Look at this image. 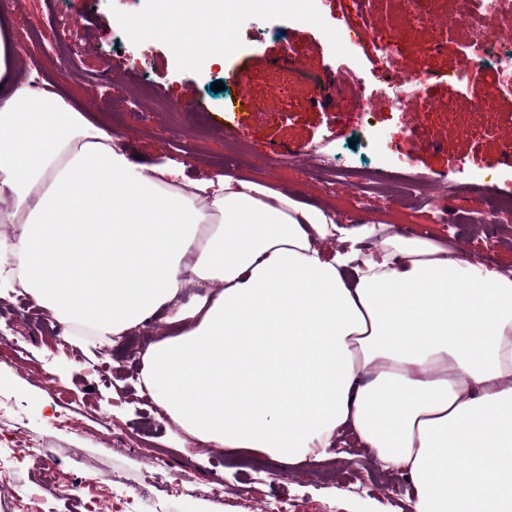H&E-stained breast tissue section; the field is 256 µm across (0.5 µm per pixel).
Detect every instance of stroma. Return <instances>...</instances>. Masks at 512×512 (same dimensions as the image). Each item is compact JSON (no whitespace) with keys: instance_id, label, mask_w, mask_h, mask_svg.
<instances>
[{"instance_id":"35a3bbf8","label":"stroma","mask_w":512,"mask_h":512,"mask_svg":"<svg viewBox=\"0 0 512 512\" xmlns=\"http://www.w3.org/2000/svg\"><path fill=\"white\" fill-rule=\"evenodd\" d=\"M406 0H318L313 23L287 13L249 7L234 28L223 65L186 67L170 41L134 42L126 32L156 8L154 0H80L85 36L63 40L68 21L54 0H11L0 11L16 46L20 75L37 76L77 99L86 113L110 125L118 147L143 164L175 160L189 179L242 174L268 187L288 190L299 201L332 211L339 225H384L388 233L450 247L471 266L512 269V217L498 224H448L438 211L405 208L373 198L360 205L355 194L332 193L317 163L389 170L404 166L417 178L444 181L449 206L471 210L478 199L512 195V166L503 164L488 128L512 124V93L491 108L474 109L470 87L449 84L460 63L461 39L429 22L415 37L422 53L406 51L403 72L424 75L428 97L452 104L416 126L403 125L378 77L375 42L351 43L349 33L384 26L405 14ZM286 30L278 38L276 30ZM299 67L289 66V58ZM374 102L372 130L340 125V97L348 72ZM112 76L111 85L97 82ZM245 82H238V74ZM224 90H213V82ZM245 85L249 110L244 126L230 112L234 89ZM122 92L128 108L112 106ZM468 128V137L458 134ZM47 310L29 299L0 295V487L29 502L33 512H93L109 495V476H121L132 512H410L411 483L385 472L371 449L341 433L328 461L296 466L266 461L246 468V455L213 448L188 436L156 403L140 398L144 346L126 339L69 336L58 346L46 331ZM23 353H16L15 345ZM74 412L78 428L57 425ZM52 444L42 462L36 441ZM166 455L170 473L189 487L168 493L156 480L149 496L141 489L147 461Z\"/></svg>"}]
</instances>
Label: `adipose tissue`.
Here are the masks:
<instances>
[{"label": "adipose tissue", "mask_w": 512, "mask_h": 512, "mask_svg": "<svg viewBox=\"0 0 512 512\" xmlns=\"http://www.w3.org/2000/svg\"><path fill=\"white\" fill-rule=\"evenodd\" d=\"M192 20L162 8L140 29L223 63L231 33ZM0 185L21 227L0 241L8 287L103 337L170 308L182 331L147 349L143 382L191 437L296 464L347 426L410 479L412 512H512V270L468 276L397 235L365 254L372 227L286 192L135 165L78 101L17 78L4 27ZM188 279L204 293L186 309Z\"/></svg>", "instance_id": "ef3b65f1"}]
</instances>
